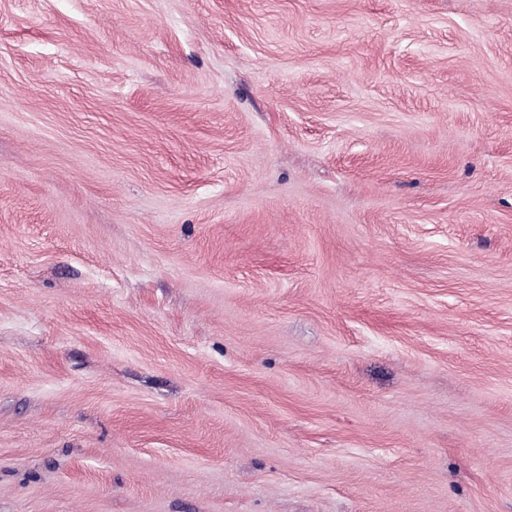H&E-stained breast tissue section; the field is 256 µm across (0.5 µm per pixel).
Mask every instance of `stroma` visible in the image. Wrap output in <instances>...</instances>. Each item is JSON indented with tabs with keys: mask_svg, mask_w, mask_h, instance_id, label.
<instances>
[{
	"mask_svg": "<svg viewBox=\"0 0 512 512\" xmlns=\"http://www.w3.org/2000/svg\"><path fill=\"white\" fill-rule=\"evenodd\" d=\"M0 512H512V0H0Z\"/></svg>",
	"mask_w": 512,
	"mask_h": 512,
	"instance_id": "stroma-1",
	"label": "stroma"
}]
</instances>
